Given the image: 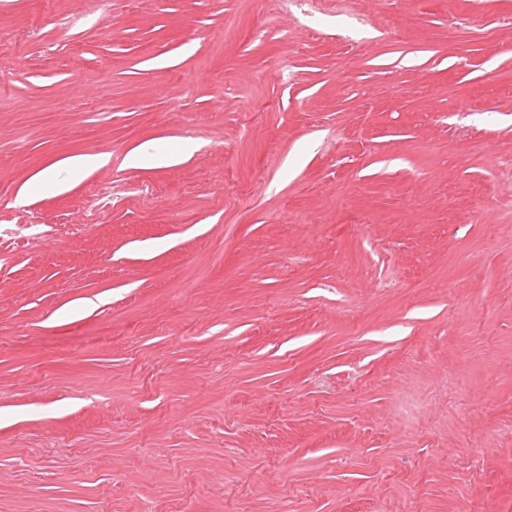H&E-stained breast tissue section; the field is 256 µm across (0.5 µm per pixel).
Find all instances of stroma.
Masks as SVG:
<instances>
[{
    "label": "stroma",
    "mask_w": 512,
    "mask_h": 512,
    "mask_svg": "<svg viewBox=\"0 0 512 512\" xmlns=\"http://www.w3.org/2000/svg\"><path fill=\"white\" fill-rule=\"evenodd\" d=\"M1 34L0 512H512V0ZM97 156H75L59 161L50 168L35 175L30 185L54 184L63 186L62 176L64 173L72 170H82L91 168L98 163Z\"/></svg>",
    "instance_id": "1"
}]
</instances>
